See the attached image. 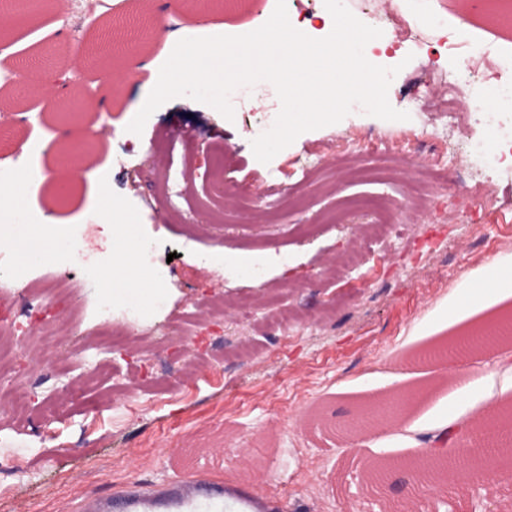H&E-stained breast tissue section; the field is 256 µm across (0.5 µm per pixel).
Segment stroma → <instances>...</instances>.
I'll list each match as a JSON object with an SVG mask.
<instances>
[{
  "mask_svg": "<svg viewBox=\"0 0 512 512\" xmlns=\"http://www.w3.org/2000/svg\"><path fill=\"white\" fill-rule=\"evenodd\" d=\"M179 27L223 24L253 31L276 0H61L0 50V111L22 122L0 130V165L71 170L107 166L109 194L125 202L135 234L166 273L163 298L135 323L113 312L115 342L98 334V286L62 257L21 272L0 288V320L17 334L6 348L14 369L5 382L28 392L23 414L0 411V512H243L263 502L272 512H382L366 481L381 463L393 477L455 434L495 433L512 408V342L473 352L469 363L492 380L490 392L458 401L457 379L418 359L485 323L512 317V298L465 314L460 296L481 267L512 264V164L468 156L482 136L481 116L452 88L479 85L490 61L449 51L446 59L404 65L406 31L386 27V66H399L390 104L409 120L385 121L355 109L340 125L301 134L270 163L251 142L273 125L281 104L272 84L237 89L235 116L173 98L142 134L119 125L147 98L139 72L166 46L156 23L163 2ZM421 32L436 21L465 25L512 51L479 14L487 0H395ZM127 22L131 41L113 43L105 60L117 80L101 84L95 67L106 17ZM49 66L80 69L88 95L73 146L39 89ZM351 198L385 206L338 224L327 213ZM287 258L258 279L231 260ZM64 285L50 312L27 314L25 285ZM287 319H280V310ZM56 352L43 336L65 325ZM398 393L412 397L378 431L375 446H354L335 429L359 408ZM268 450L264 461L247 453ZM198 475L191 505L179 491L182 467ZM512 480L478 477L418 495L412 512H507Z\"/></svg>",
  "mask_w": 512,
  "mask_h": 512,
  "instance_id": "obj_1",
  "label": "stroma"
}]
</instances>
